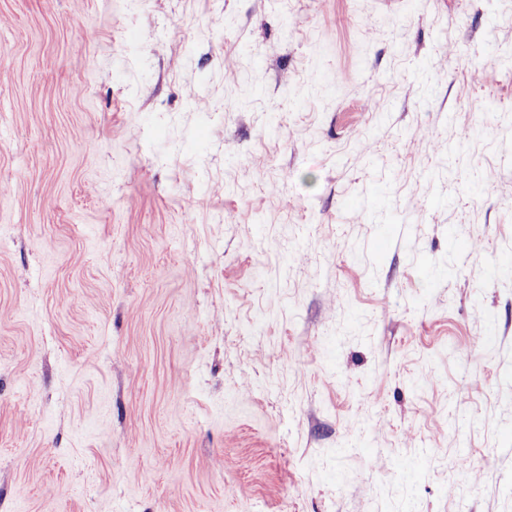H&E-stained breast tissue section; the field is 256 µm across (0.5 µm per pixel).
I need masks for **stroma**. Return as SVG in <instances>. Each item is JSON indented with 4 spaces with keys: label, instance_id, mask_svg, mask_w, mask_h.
<instances>
[{
    "label": "stroma",
    "instance_id": "35a3bbf8",
    "mask_svg": "<svg viewBox=\"0 0 512 512\" xmlns=\"http://www.w3.org/2000/svg\"><path fill=\"white\" fill-rule=\"evenodd\" d=\"M494 46L512 0H0V512H512Z\"/></svg>",
    "mask_w": 512,
    "mask_h": 512
}]
</instances>
